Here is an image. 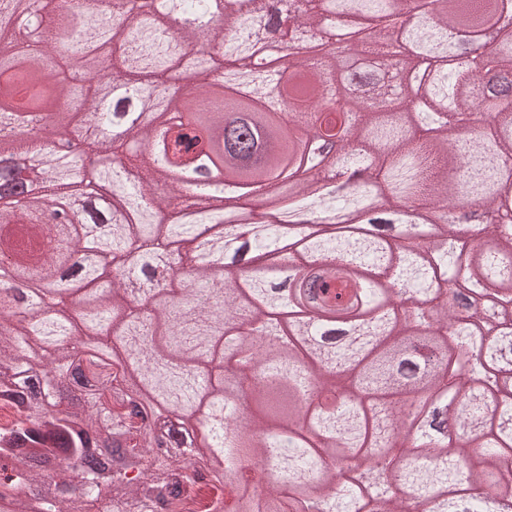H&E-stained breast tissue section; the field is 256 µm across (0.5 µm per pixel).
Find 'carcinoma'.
I'll return each mask as SVG.
<instances>
[{
    "label": "carcinoma",
    "instance_id": "obj_1",
    "mask_svg": "<svg viewBox=\"0 0 512 512\" xmlns=\"http://www.w3.org/2000/svg\"><path fill=\"white\" fill-rule=\"evenodd\" d=\"M182 0H58L55 25L33 46L0 28L13 46L0 65V157L44 184L16 211L15 171L0 167V253L43 237L45 202L81 213L82 224L56 228L47 251L17 252L19 283L0 291V399L17 408L16 428L0 447V503L6 512H178L196 462L207 459L214 488L225 489L251 459L262 463L266 491L236 492L232 512H491L512 493L503 483L512 456V222L480 236L468 209H512V105L485 78L493 63L512 84V27L498 48L477 55L471 41L497 0H443L430 19L421 0H198L183 30L169 22ZM369 31L352 51L375 65L387 43L404 40L402 65L428 76L424 92L391 90L376 72L375 96H343L325 53L324 27ZM276 44L299 45L288 68L254 73L238 65ZM104 58L125 96L113 108L88 79ZM83 71L81 83L70 74ZM54 114L107 156L152 151L158 167L88 170L61 161L37 139L15 133L12 92ZM330 94L349 144L312 132L326 120L308 103ZM158 100L155 120L186 113L180 149L207 146L240 185H205L210 196L178 207L182 186L169 180L166 132L118 106ZM462 117L448 134L440 109ZM292 167L264 204L272 224L253 221L235 201L252 185ZM331 169L343 177L317 193ZM168 196L158 195L159 186ZM185 272L180 288L164 256ZM328 262V278L362 286L357 301L336 309L304 299L307 284L275 292L311 262ZM406 309L392 303V287ZM234 361L232 376L224 361ZM76 374L83 406L61 384ZM253 380L248 429L229 422L244 381ZM135 384L152 423L125 411ZM335 402H311L316 386ZM467 397L456 433L437 414ZM208 408L207 432L186 428L189 451L156 459L151 428L179 423ZM126 436L121 465L87 470L112 429ZM396 459L389 475L372 461ZM288 487L289 500L280 496Z\"/></svg>",
    "mask_w": 512,
    "mask_h": 512
}]
</instances>
